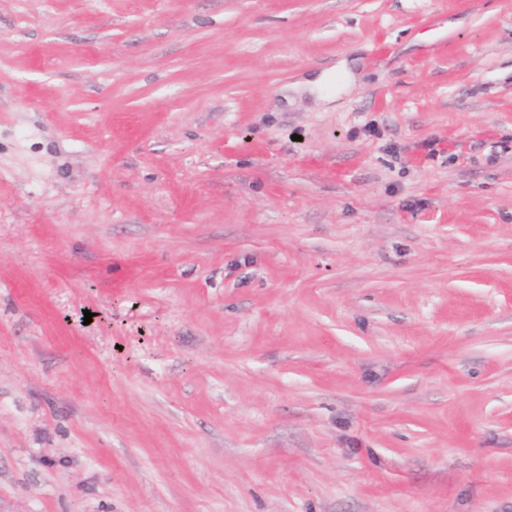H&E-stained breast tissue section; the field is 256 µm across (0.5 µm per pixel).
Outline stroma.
Segmentation results:
<instances>
[{
    "instance_id": "1",
    "label": "stroma",
    "mask_w": 512,
    "mask_h": 512,
    "mask_svg": "<svg viewBox=\"0 0 512 512\" xmlns=\"http://www.w3.org/2000/svg\"><path fill=\"white\" fill-rule=\"evenodd\" d=\"M0 512H512V0H0Z\"/></svg>"
}]
</instances>
